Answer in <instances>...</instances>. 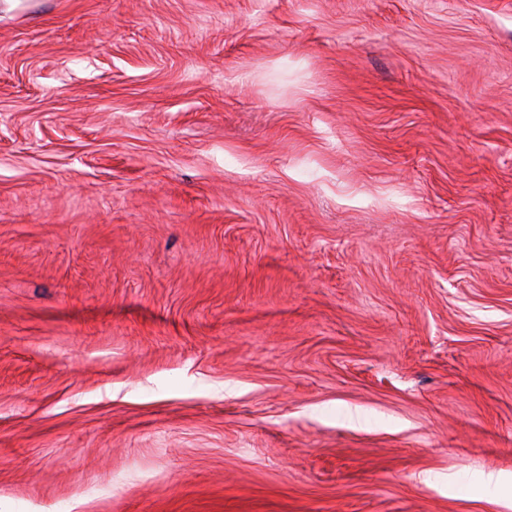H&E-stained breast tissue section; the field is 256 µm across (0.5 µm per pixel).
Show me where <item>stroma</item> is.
<instances>
[{
    "instance_id": "1",
    "label": "stroma",
    "mask_w": 512,
    "mask_h": 512,
    "mask_svg": "<svg viewBox=\"0 0 512 512\" xmlns=\"http://www.w3.org/2000/svg\"><path fill=\"white\" fill-rule=\"evenodd\" d=\"M0 512H512V0L1 10Z\"/></svg>"
}]
</instances>
